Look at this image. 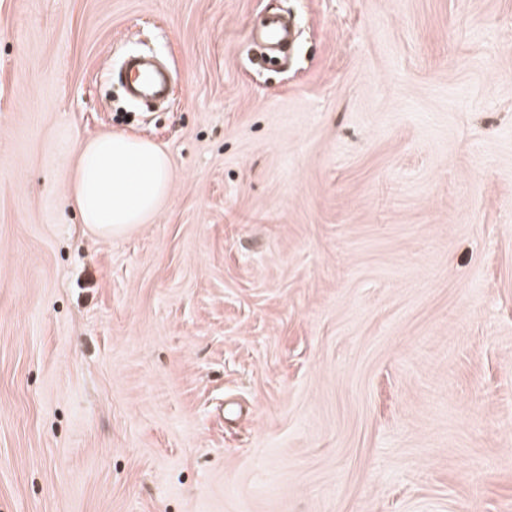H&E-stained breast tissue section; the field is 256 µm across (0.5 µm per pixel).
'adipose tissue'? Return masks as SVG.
Here are the masks:
<instances>
[{
    "label": "adipose tissue",
    "instance_id": "obj_1",
    "mask_svg": "<svg viewBox=\"0 0 512 512\" xmlns=\"http://www.w3.org/2000/svg\"><path fill=\"white\" fill-rule=\"evenodd\" d=\"M167 155L153 142L106 133L80 146L70 200L96 235H122L145 223L169 195Z\"/></svg>",
    "mask_w": 512,
    "mask_h": 512
}]
</instances>
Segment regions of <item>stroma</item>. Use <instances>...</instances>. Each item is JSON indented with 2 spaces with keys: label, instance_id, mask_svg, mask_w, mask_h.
<instances>
[{
  "label": "stroma",
  "instance_id": "obj_1",
  "mask_svg": "<svg viewBox=\"0 0 512 512\" xmlns=\"http://www.w3.org/2000/svg\"><path fill=\"white\" fill-rule=\"evenodd\" d=\"M109 132L173 182L102 238ZM0 512H512V0H0ZM260 38L267 51L282 53L292 40V32L280 16L272 14L266 18ZM130 91L135 97H166L167 75L149 59L132 57L125 61ZM171 182L169 159L156 144L111 132L81 144L70 200L94 234L112 237L154 215Z\"/></svg>",
  "mask_w": 512,
  "mask_h": 512
}]
</instances>
